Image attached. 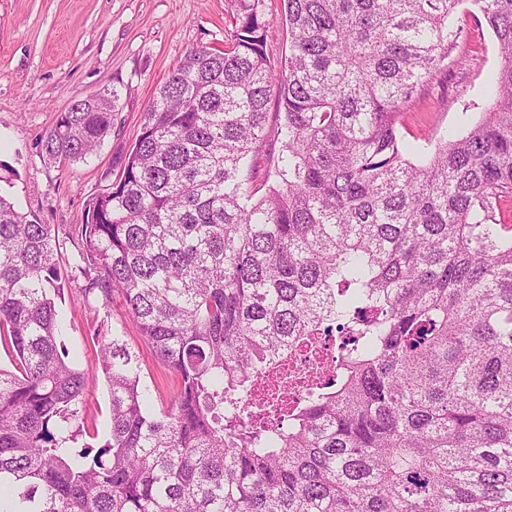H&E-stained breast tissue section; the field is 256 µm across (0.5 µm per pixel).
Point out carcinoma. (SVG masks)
Listing matches in <instances>:
<instances>
[{
  "label": "carcinoma",
  "instance_id": "1",
  "mask_svg": "<svg viewBox=\"0 0 512 512\" xmlns=\"http://www.w3.org/2000/svg\"><path fill=\"white\" fill-rule=\"evenodd\" d=\"M470 2L500 62L481 117L405 155L399 117L458 46ZM236 0L224 49H190L147 106L78 232L0 193V512H512V0ZM279 105L266 191L252 157ZM118 93L71 104L41 141L76 162ZM71 242L77 256L66 261ZM122 296L175 376L154 410L123 337L95 336L111 396L57 332L64 280ZM336 337V373L281 427L244 417L293 337ZM262 1L261 9L268 23L265 33L266 54L272 64H277L285 54L288 55L290 35L282 21L281 0Z\"/></svg>",
  "mask_w": 512,
  "mask_h": 512
}]
</instances>
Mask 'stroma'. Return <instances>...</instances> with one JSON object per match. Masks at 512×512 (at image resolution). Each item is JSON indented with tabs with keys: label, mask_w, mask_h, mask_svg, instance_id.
<instances>
[{
	"label": "stroma",
	"mask_w": 512,
	"mask_h": 512,
	"mask_svg": "<svg viewBox=\"0 0 512 512\" xmlns=\"http://www.w3.org/2000/svg\"><path fill=\"white\" fill-rule=\"evenodd\" d=\"M262 10L266 54L275 64L290 46L281 0H263ZM235 13V0H0V192L41 223L82 224L88 196L104 186L111 163L138 137L157 89L190 48L223 46ZM455 23L463 29L457 51L467 62L447 59L404 109V144L423 146L464 128L485 107L482 88L499 63L497 44L466 12ZM112 87L118 111L97 155L69 164L43 158L41 141L59 114L74 100ZM58 319L61 338L92 381L82 407L86 442L100 443L110 431V393L92 338L99 324L136 353L153 408L168 405L174 376L139 336L121 297L106 307L65 301Z\"/></svg>",
	"instance_id": "1"
}]
</instances>
